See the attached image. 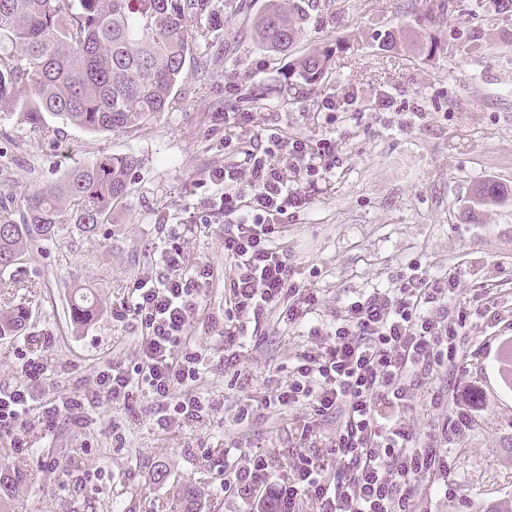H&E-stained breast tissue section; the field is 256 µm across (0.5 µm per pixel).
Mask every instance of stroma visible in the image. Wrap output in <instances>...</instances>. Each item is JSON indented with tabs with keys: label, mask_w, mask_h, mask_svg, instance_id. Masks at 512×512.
I'll list each match as a JSON object with an SVG mask.
<instances>
[{
	"label": "stroma",
	"mask_w": 512,
	"mask_h": 512,
	"mask_svg": "<svg viewBox=\"0 0 512 512\" xmlns=\"http://www.w3.org/2000/svg\"><path fill=\"white\" fill-rule=\"evenodd\" d=\"M243 2L236 13L209 0V14L194 25L211 34L188 59L176 103L139 129L93 134L58 121L48 140L0 113L1 202L103 154L139 161L129 195L98 233L62 234L25 261L18 278L0 280V300L30 313L21 335L0 338V390L26 385L28 358L46 368L36 407L0 431V467L29 477L10 512H176L173 488L186 481L205 493L201 512H249L224 492L229 457L272 455V482L291 475L309 410L271 413L261 403L287 384L296 357L315 341L279 311L267 312L235 368L225 367L231 271L219 190L208 178L242 164L228 142L256 144L272 129L313 144L336 139L335 169L319 178L310 208L289 218L281 237L297 280L320 293L313 324L330 327L342 291L391 288L417 267L456 273V302L499 312L494 322L473 320L457 366L423 379L408 424L420 436L450 427L454 494L445 496L441 480H417L420 512H451L456 498L476 512H512V383L502 364L512 350V201L470 203L481 182L512 189V12L498 11L494 0H455L432 26L425 16L436 0H298L304 34L288 53L274 54L251 33L265 0ZM391 30L396 44L379 49ZM314 50L330 54L325 80L289 86L290 61ZM328 100L339 109L327 110ZM173 234L186 266L211 272L189 323L202 359L193 388L208 414L163 431L137 392L125 405L100 399L88 419L68 413L46 421L43 405L91 393L113 361L134 367L144 329L118 309L135 282L159 273V252ZM77 288L98 301L81 326L70 318ZM452 382L455 405L432 404ZM474 389L476 416L457 425ZM160 469L162 482L153 478Z\"/></svg>",
	"instance_id": "obj_1"
}]
</instances>
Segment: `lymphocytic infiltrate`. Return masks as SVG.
<instances>
[{
  "label": "lymphocytic infiltrate",
  "mask_w": 512,
  "mask_h": 512,
  "mask_svg": "<svg viewBox=\"0 0 512 512\" xmlns=\"http://www.w3.org/2000/svg\"><path fill=\"white\" fill-rule=\"evenodd\" d=\"M272 143L289 161L305 162L307 177L336 167L333 139H321L314 151L300 138L276 136ZM209 179L222 190L220 208L231 227L224 235L232 271L225 339L244 342L250 320L278 307L288 322H304L319 297L296 281L280 237L289 211L309 205L308 191L291 185L262 148L249 153L245 168H217ZM160 264L163 275L138 281L126 305L146 330L138 363L130 370L116 363L99 371L95 393L125 402L134 389H146L159 406L155 421L165 429L198 420L205 410L190 389L199 372L197 358L191 352L177 355L175 348L187 339L189 316L209 272L184 269L175 245L161 252ZM456 286V276L417 272L393 288L342 296L325 347L300 355L288 383L268 400L278 409L308 406L317 417L339 414L327 442L340 466L335 480L324 479L317 435L307 424L291 478L271 483L268 458L246 455L225 479L226 490L257 501L274 496L279 512H299L305 498L317 503L318 512H415L413 479L449 476L438 438L415 436L406 414L422 375L459 354L470 315L454 299ZM25 374L28 386L0 391V428H12L32 405L33 385L44 367L29 359Z\"/></svg>",
  "instance_id": "f902f5d3"
}]
</instances>
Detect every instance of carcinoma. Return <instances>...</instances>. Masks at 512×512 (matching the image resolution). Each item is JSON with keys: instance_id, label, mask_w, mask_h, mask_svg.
Here are the masks:
<instances>
[{"instance_id": "carcinoma-1", "label": "carcinoma", "mask_w": 512, "mask_h": 512, "mask_svg": "<svg viewBox=\"0 0 512 512\" xmlns=\"http://www.w3.org/2000/svg\"><path fill=\"white\" fill-rule=\"evenodd\" d=\"M209 0H0V112L19 115L45 137L46 117L90 133L133 130L173 107L187 58L197 40L189 21L203 16ZM296 0H267L253 19L258 43L271 52L289 51L303 35ZM329 56L310 52L293 63L292 75L313 85L327 71ZM138 159L102 155L68 169L59 179L23 195L19 219L0 206V276L12 275L26 251L39 250L69 224L93 235L112 206L130 191ZM507 193L483 182L472 204L496 206ZM93 295L76 292L73 320L93 316ZM24 307L0 312V336L25 325ZM23 473H0V512L23 491ZM201 489L177 491L179 512H196Z\"/></svg>"}]
</instances>
